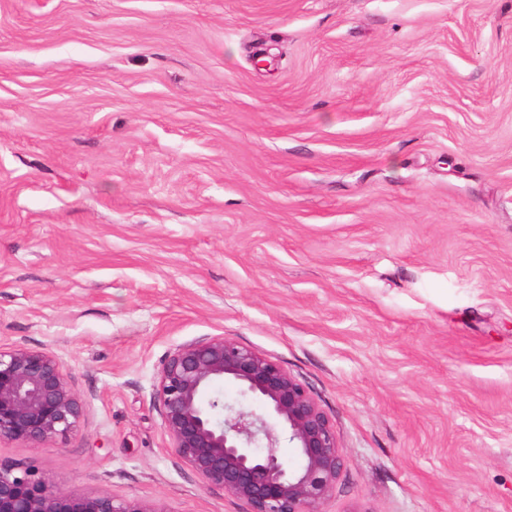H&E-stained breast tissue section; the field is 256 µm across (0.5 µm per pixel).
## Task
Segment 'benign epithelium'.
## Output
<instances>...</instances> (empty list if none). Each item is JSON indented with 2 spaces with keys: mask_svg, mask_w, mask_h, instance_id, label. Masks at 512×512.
<instances>
[{
  "mask_svg": "<svg viewBox=\"0 0 512 512\" xmlns=\"http://www.w3.org/2000/svg\"><path fill=\"white\" fill-rule=\"evenodd\" d=\"M260 404L205 400L219 381ZM155 395L174 454L203 485L248 512H322L340 472L334 426L306 388L265 355L225 336L173 351ZM83 410L59 360L44 351L0 349V443H45L71 432ZM302 464L279 457L281 440ZM0 512H169L159 501L63 492L32 469L0 462Z\"/></svg>",
  "mask_w": 512,
  "mask_h": 512,
  "instance_id": "1",
  "label": "benign epithelium"
}]
</instances>
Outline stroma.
I'll list each match as a JSON object with an SVG mask.
<instances>
[{
    "mask_svg": "<svg viewBox=\"0 0 512 512\" xmlns=\"http://www.w3.org/2000/svg\"><path fill=\"white\" fill-rule=\"evenodd\" d=\"M214 336L334 425L324 512H512V0H0V347L83 402L0 460L247 512L155 396Z\"/></svg>",
    "mask_w": 512,
    "mask_h": 512,
    "instance_id": "stroma-1",
    "label": "stroma"
}]
</instances>
